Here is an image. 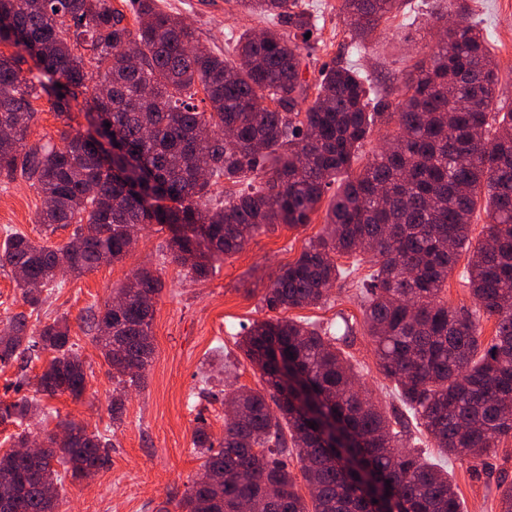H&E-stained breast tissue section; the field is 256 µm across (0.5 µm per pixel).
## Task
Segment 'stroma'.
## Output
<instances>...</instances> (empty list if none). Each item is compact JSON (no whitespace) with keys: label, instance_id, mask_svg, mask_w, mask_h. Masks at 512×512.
<instances>
[{"label":"stroma","instance_id":"stroma-1","mask_svg":"<svg viewBox=\"0 0 512 512\" xmlns=\"http://www.w3.org/2000/svg\"><path fill=\"white\" fill-rule=\"evenodd\" d=\"M308 2L318 18V28L313 35L317 49L309 59L307 78H318L325 66L352 60L374 79L379 97L397 105L404 79L423 56L422 46L436 38L437 0H408L406 8L416 18L414 27L403 28L398 17L382 21L369 53L356 58L348 51L339 0ZM158 6L183 17L200 42L227 56L245 30L265 27L261 18L242 13L235 0H158ZM467 6L470 22L492 36L491 48L499 71L498 98L510 103L512 0H467ZM32 107L35 120L28 144L57 138L67 124L76 130L87 127L84 112L74 110L69 118L59 117L50 96L33 99ZM40 205L36 192L21 176L0 175V238L18 231L38 242H66L71 227L50 233L36 224ZM323 227V216L317 213L311 224L298 229L260 231L241 252L226 257L213 274L196 280L172 262L166 249L169 229L145 224L122 261L78 278H64L34 317L43 322L68 317L70 341L84 362L87 389L77 400L65 394L44 399L45 420H33L29 427L0 425V453L11 448L13 435L19 432L35 438L54 431L59 421L72 420L87 432L111 436L113 447L105 468L79 481L65 478L58 512H157L169 497L182 495L202 470L203 460L192 445L198 419H205L213 440H221L224 394L240 387H264L259 368L238 346L247 326L268 317L260 304L263 293ZM336 262L350 274L335 283L327 302L291 309L287 315L323 327L352 324L354 335L344 350L358 384L387 414L400 412L399 402L389 395L390 381L378 369L375 347L362 327L359 290L362 279L371 272L370 265L349 256L337 257ZM142 267L156 271L163 282L152 322L154 354L140 388L129 389L122 421L116 424L109 412L114 385L107 364L91 341L94 331L86 316L102 313L114 289ZM50 358V353H42L24 369L16 363L0 366V399L12 401L17 394H33L32 382ZM205 375L212 381L213 395L209 398L200 395ZM23 378L28 379V386H20ZM429 458L447 465L464 512H500L497 485L502 480L512 482V438L503 440L475 465L446 459L434 448Z\"/></svg>","mask_w":512,"mask_h":512}]
</instances>
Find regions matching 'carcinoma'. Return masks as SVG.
Segmentation results:
<instances>
[{"label":"carcinoma","instance_id":"carcinoma-1","mask_svg":"<svg viewBox=\"0 0 512 512\" xmlns=\"http://www.w3.org/2000/svg\"><path fill=\"white\" fill-rule=\"evenodd\" d=\"M271 26L239 36L229 62L202 44L182 19L156 0H131L134 22L112 0H0V172L21 174L42 199L36 223L75 225L61 245L21 232L0 243L25 304L36 309L59 283L55 270L79 278L129 253V230L162 224L167 249L193 278L240 252L254 234L311 223L331 189L323 233L312 239L262 295L274 316L253 322L241 342L266 388H238L225 398L224 438L214 444L205 424L193 451L219 479L220 492L193 484L178 512H462L448 472L425 449L404 445L379 404L355 386L340 344L353 328L331 329L281 313L324 303L345 275L341 255L368 259L363 327L378 367L397 398L440 453L477 459L512 437V109L495 106L499 75L489 39L466 21L463 0H444L456 22L426 45L428 58L403 81L395 111L370 74L335 63L311 86L303 76L305 35L315 17L303 0H237ZM405 0H340L352 52L366 51L379 24ZM27 54L37 73L24 75ZM94 82L84 100L94 132L59 131L60 144L27 146L31 98H56L62 113ZM315 89L314 99L309 90ZM210 111L194 103L197 90ZM394 123L382 150L353 173L360 150L379 124ZM243 191L213 199L221 182ZM489 219L473 241L479 199ZM478 306L454 309L442 296L461 253ZM38 280L33 289L29 282ZM160 278L142 268L119 288L112 337L92 342L122 385L112 392V423L121 421L125 388L150 365ZM496 320L487 346L480 318ZM0 336V365L21 366L52 353L33 395L0 401V425L31 420L45 397L83 396L87 375L70 342L67 318L28 330V316L9 317ZM71 440L34 463L0 455V495L10 512H56L64 475L110 461L109 437L74 422L59 425ZM295 455L309 491L304 498L285 457ZM63 465L58 471L54 464ZM400 501L391 504L386 489Z\"/></svg>","mask_w":512,"mask_h":512}]
</instances>
